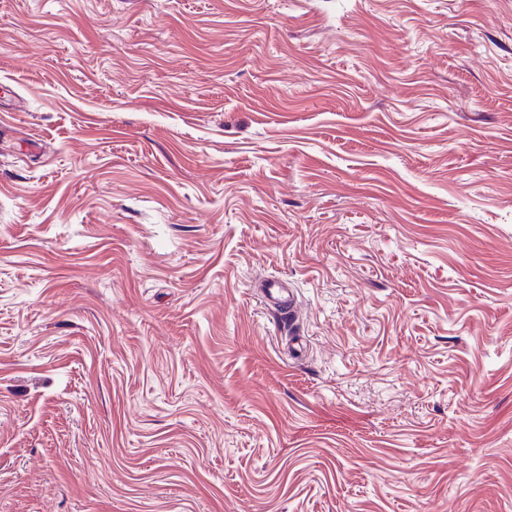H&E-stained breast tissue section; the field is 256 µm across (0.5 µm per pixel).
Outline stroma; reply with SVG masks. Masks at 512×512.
<instances>
[{"instance_id": "obj_1", "label": "stroma", "mask_w": 512, "mask_h": 512, "mask_svg": "<svg viewBox=\"0 0 512 512\" xmlns=\"http://www.w3.org/2000/svg\"><path fill=\"white\" fill-rule=\"evenodd\" d=\"M1 85L0 512H512V0H0ZM265 299L268 306L279 311L282 316L292 318L293 299L284 290L282 282L277 279L270 280L265 286Z\"/></svg>"}]
</instances>
